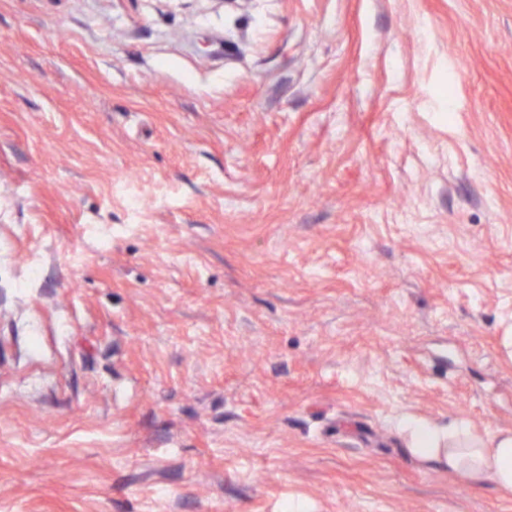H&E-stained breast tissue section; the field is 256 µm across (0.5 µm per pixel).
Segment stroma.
<instances>
[{
	"instance_id": "35a3bbf8",
	"label": "stroma",
	"mask_w": 512,
	"mask_h": 512,
	"mask_svg": "<svg viewBox=\"0 0 512 512\" xmlns=\"http://www.w3.org/2000/svg\"><path fill=\"white\" fill-rule=\"evenodd\" d=\"M512 0H0V512H512ZM408 452L424 467L448 471L473 485L493 483L512 493V430L485 439L471 436L463 423L440 432L411 421Z\"/></svg>"
}]
</instances>
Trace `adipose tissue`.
Segmentation results:
<instances>
[{
    "label": "adipose tissue",
    "instance_id": "obj_1",
    "mask_svg": "<svg viewBox=\"0 0 512 512\" xmlns=\"http://www.w3.org/2000/svg\"><path fill=\"white\" fill-rule=\"evenodd\" d=\"M409 430V452L422 466L447 471L474 485L490 482L501 492L512 493V430L487 439L471 436L461 423L441 432L413 421Z\"/></svg>",
    "mask_w": 512,
    "mask_h": 512
}]
</instances>
